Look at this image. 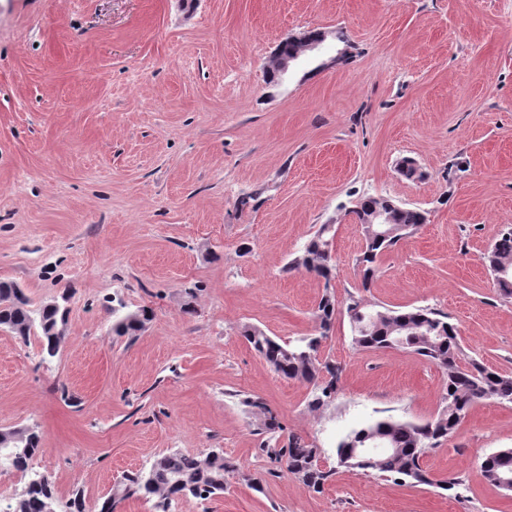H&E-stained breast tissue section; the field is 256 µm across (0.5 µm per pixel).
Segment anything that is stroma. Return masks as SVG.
I'll list each match as a JSON object with an SVG mask.
<instances>
[{"label":"stroma","mask_w":512,"mask_h":512,"mask_svg":"<svg viewBox=\"0 0 512 512\" xmlns=\"http://www.w3.org/2000/svg\"><path fill=\"white\" fill-rule=\"evenodd\" d=\"M310 30L324 43L269 83L278 44ZM366 197L427 221L365 289ZM324 224L328 281L290 267ZM508 224L512 0H0V281L69 309L49 363L0 329V429L40 435L33 469L59 499L91 506L170 451L220 449L241 466L223 495L174 512H512L482 469L512 448V404L493 399L425 454L430 484L340 468L317 493L271 476L244 398L332 464L352 430L437 418L444 374L357 349L342 312L320 348L338 390L312 411L310 386L241 335L314 334L322 295L353 294L446 313L461 361L512 375V299L483 261ZM118 305L153 316L117 336ZM452 475L457 491L439 488Z\"/></svg>","instance_id":"1"}]
</instances>
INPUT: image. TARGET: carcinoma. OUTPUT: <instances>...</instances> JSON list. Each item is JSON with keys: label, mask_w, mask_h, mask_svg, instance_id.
Listing matches in <instances>:
<instances>
[{"label": "carcinoma", "mask_w": 512, "mask_h": 512, "mask_svg": "<svg viewBox=\"0 0 512 512\" xmlns=\"http://www.w3.org/2000/svg\"><path fill=\"white\" fill-rule=\"evenodd\" d=\"M390 207L392 202L387 199L369 197L360 200L355 214L360 218L373 208L386 210ZM394 220L406 231L386 238L365 237V245L357 259L365 288L378 272L381 256L401 238L416 231L426 222V216L420 209L397 206ZM329 228L328 224L320 227L303 253L293 260L292 266L302 267L327 281L331 279L334 265L330 243L326 239ZM510 261L511 224L486 256L490 269ZM338 312L335 296L326 293L315 310L319 324V334L315 336L279 342L256 327H247L243 331L248 344L275 373L311 385L308 404L312 408L326 405L336 395L340 368L331 361L320 359L319 349ZM67 314V309L56 301L35 307L17 283L0 281V327L23 340L37 337L44 362L59 354L61 337L56 331L67 322ZM149 317L150 312L145 308L123 315L117 313L112 331L118 336H134ZM352 342L360 350L407 349L436 364L445 373L443 407L434 421L414 424L380 419L352 431L339 443L337 454L340 455L355 448H365L371 436H380L386 451L371 457H358L357 468L363 471H377L404 483L428 484L430 479L421 465L427 450L439 446L441 440L454 434L479 401L496 399L501 403H512V376L477 362L461 363L456 330L447 321V316L436 309L418 307L398 311L386 308L380 311L378 321L366 330L354 333ZM247 404L262 416V430L274 442L272 446L265 445L261 451L306 487L316 493L322 492L335 471L316 466L314 459L321 455V449L294 434L288 436L286 443H277L283 430L277 415L258 398L247 401ZM40 451V436L31 429L25 430L22 440L0 446V460L5 462L7 469L30 476L26 490L8 512H45L46 503L56 500L51 480L33 472L32 461ZM483 469L485 478L496 487L504 479L512 480V448L486 458ZM233 471L235 465L224 458L221 450L204 458L171 451L148 467L122 475L112 494L97 504V510L116 512L120 501L136 497L154 501L156 512H172V503L183 496L208 500L224 494L225 473Z\"/></svg>", "instance_id": "carcinoma-1"}]
</instances>
